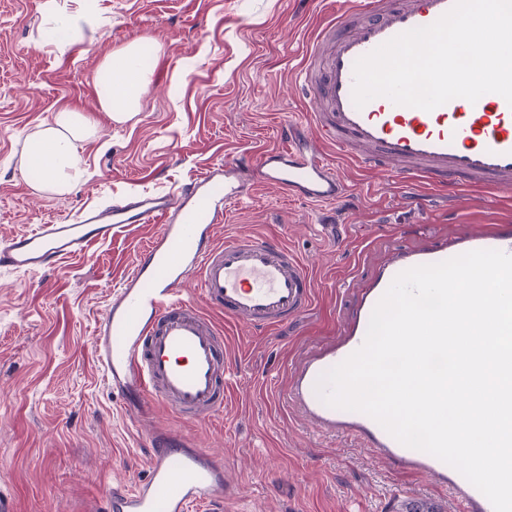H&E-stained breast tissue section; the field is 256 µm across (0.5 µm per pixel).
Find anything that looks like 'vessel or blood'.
<instances>
[{
    "label": "vessel or blood",
    "mask_w": 512,
    "mask_h": 512,
    "mask_svg": "<svg viewBox=\"0 0 512 512\" xmlns=\"http://www.w3.org/2000/svg\"><path fill=\"white\" fill-rule=\"evenodd\" d=\"M454 0H355L319 31L300 76L316 107L309 134L287 127L288 144L262 151L254 164L209 167L173 192L142 194L120 205L91 207L64 224H40L0 238V267L33 272L85 255L122 228L155 224L144 248L98 323L93 356L102 383L121 398L130 416L160 404L184 420L207 417L224 406V351L205 308L223 311L236 325L269 329L303 313L312 302L305 265L283 245L263 237L216 243L215 228L250 189L271 185L292 197L329 203L350 187L334 162L318 149L364 169L424 178L451 191L487 189L512 196V106L499 94L477 102L455 98L425 111L377 97L353 103L354 64L391 38L433 24ZM512 254V231L471 236L462 252ZM447 241L392 251L362 290L339 344L302 361L286 381L283 402L319 434L339 431L363 437L372 451L409 473L448 489L462 512H493L489 500L456 469L404 446L368 415L324 404L319 377L359 349L371 314L395 277L420 265L447 260ZM200 301H192L187 285ZM233 486L223 460L193 439L155 436L148 475L134 486L106 493V512H215Z\"/></svg>",
    "instance_id": "1"
}]
</instances>
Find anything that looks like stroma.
Here are the masks:
<instances>
[{"label":"stroma","mask_w":512,"mask_h":512,"mask_svg":"<svg viewBox=\"0 0 512 512\" xmlns=\"http://www.w3.org/2000/svg\"><path fill=\"white\" fill-rule=\"evenodd\" d=\"M41 0H0V237L132 194L169 192L225 158L253 161L307 122L296 74L309 40L345 0H96L106 25L64 54L36 48ZM139 42L149 85L118 124L100 108L95 75ZM69 108L90 113L86 174L61 197L36 194L19 166L26 134ZM338 169L350 197L321 206L254 191L216 229L261 234L304 262L314 297L297 318L247 330L210 312L232 372L222 413L181 421L165 410L127 419L95 369V328L109 297L156 231L125 229L87 254L37 273L0 268V492L16 512H102L108 486L147 474L155 431L172 428L223 458L237 492L225 512H398L406 499L458 512L440 485L376 458L361 440L322 436L276 397L288 369L340 336L358 290L395 248H421L512 225V197L456 194L418 179Z\"/></svg>","instance_id":"1"}]
</instances>
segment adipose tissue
I'll return each mask as SVG.
<instances>
[{
	"mask_svg": "<svg viewBox=\"0 0 512 512\" xmlns=\"http://www.w3.org/2000/svg\"><path fill=\"white\" fill-rule=\"evenodd\" d=\"M40 15L43 22L63 30V38L54 44L60 52L80 42L84 30L94 31L103 25L92 0H42ZM138 56V45H129L107 58L97 73L101 109L118 123L137 113L149 83L137 64ZM95 132L96 123L90 115L65 108L53 122L27 137L21 165L40 171L37 193L62 196L76 187L83 177L80 149Z\"/></svg>",
	"mask_w": 512,
	"mask_h": 512,
	"instance_id": "ef3b65f1",
	"label": "adipose tissue"
}]
</instances>
